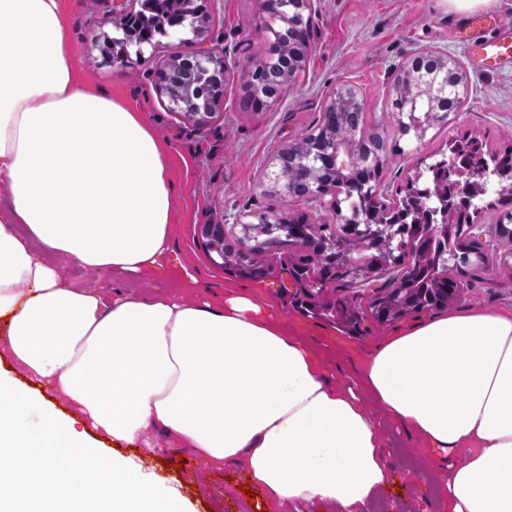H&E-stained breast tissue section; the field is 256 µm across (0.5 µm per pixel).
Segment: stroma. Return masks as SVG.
I'll use <instances>...</instances> for the list:
<instances>
[{
	"mask_svg": "<svg viewBox=\"0 0 512 512\" xmlns=\"http://www.w3.org/2000/svg\"><path fill=\"white\" fill-rule=\"evenodd\" d=\"M202 2L207 14L203 35L210 46L223 51L228 65L224 96L206 123L172 112L156 78L169 54L193 53L196 43L164 37L157 55L127 62L108 57L102 38L117 36L121 18L113 0H65L67 36L81 63L82 82L143 113L156 135L170 144L177 204L169 263L188 266L199 280L186 300L203 296L219 302L225 287H251L311 347L333 379L344 386L356 384L372 347L413 325L416 314L384 324L369 318L363 332L349 333L336 317L303 309L280 272L240 277L214 264L200 227L225 225V241L234 245L245 236L239 215H248L254 223L275 206L305 213L309 223L324 225L327 234H340L334 193L317 202L276 198L267 181L278 151L318 129L319 117L337 89H355L367 127L383 129L400 145L381 177L380 200L390 205L397 201L398 189L446 155L449 141L458 135L480 139L491 153L512 145V68L482 70L475 65L462 35L469 16L450 10L448 0H311L309 51L301 70L276 100L246 110L242 100L247 94V66L270 48L261 0ZM423 48L446 51L461 61L467 77L465 102L459 112L429 126L425 134L403 135L388 113L387 101L395 74ZM462 285L463 296L453 301V308L511 307L512 261L502 265L491 259L469 266ZM370 414L380 424L391 475L365 512H443L448 500L431 451L407 438L378 409ZM146 438L147 445L133 449V456L158 483L180 490L187 512H281L264 493H252L244 467H212L177 441L160 449L150 445L154 433Z\"/></svg>",
	"mask_w": 512,
	"mask_h": 512,
	"instance_id": "1",
	"label": "stroma"
}]
</instances>
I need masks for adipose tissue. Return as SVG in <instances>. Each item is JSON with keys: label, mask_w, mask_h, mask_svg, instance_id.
<instances>
[{"label": "adipose tissue", "mask_w": 512, "mask_h": 512, "mask_svg": "<svg viewBox=\"0 0 512 512\" xmlns=\"http://www.w3.org/2000/svg\"><path fill=\"white\" fill-rule=\"evenodd\" d=\"M168 155L142 113L82 85L63 0H0V345L74 410L30 430L31 391L0 373V512H183L134 457L91 463L79 416L243 466L287 512H361L390 470L369 403L446 463L449 512H512V307L422 319L333 385L249 289L220 307L132 292L165 271ZM59 253L111 285L72 284Z\"/></svg>", "instance_id": "ef3b65f1"}]
</instances>
